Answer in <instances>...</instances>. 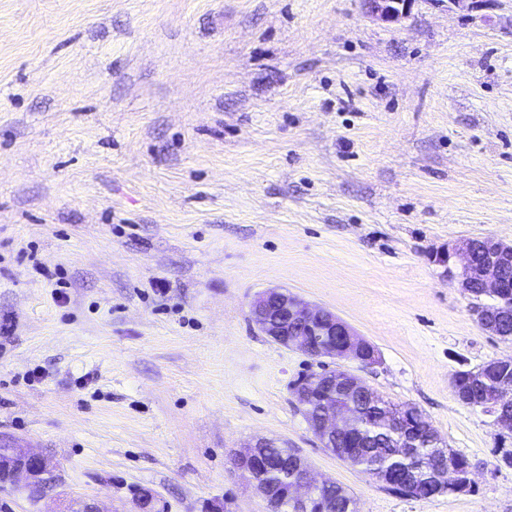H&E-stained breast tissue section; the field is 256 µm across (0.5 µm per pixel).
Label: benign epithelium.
<instances>
[{
	"label": "benign epithelium",
	"instance_id": "7a95c632",
	"mask_svg": "<svg viewBox=\"0 0 512 512\" xmlns=\"http://www.w3.org/2000/svg\"><path fill=\"white\" fill-rule=\"evenodd\" d=\"M371 13L387 22H398L404 18L413 0H367ZM475 240L467 239L457 245L454 254L462 258V268L458 283L463 291L471 288L482 289V294L501 297L505 284L503 274L512 269V243L492 238L484 239V249L480 258H475ZM473 315L481 328L490 334L498 335L499 312L491 304L480 300L473 303ZM250 316L254 326L277 344L288 348L297 346L316 358H352L365 362L375 360V351L370 344L353 332L351 327L335 313L309 304L288 291L272 288L259 294L250 304ZM347 373L333 369H324L311 377L297 383L293 393L297 405L303 413L312 407L314 394L323 387L336 384ZM512 407V386L500 389L494 407L499 412L493 415V424L512 430V416L503 410ZM351 425V418L346 411H338L332 405H324L319 412L317 424L312 431L322 447L330 448L336 435L345 432ZM272 441L259 439L236 453L235 466L247 473L257 493L266 502L268 512H280L272 490L261 480L263 469L270 467L266 448ZM15 462L6 480L7 484L37 491L53 478V466L39 454L22 448L15 449ZM439 485L452 491L462 492L471 487V481L459 480V475L448 469L438 473ZM329 486L327 481L316 480L304 459H299L291 478L287 492L294 507V512H310L313 500L319 489Z\"/></svg>",
	"mask_w": 512,
	"mask_h": 512
}]
</instances>
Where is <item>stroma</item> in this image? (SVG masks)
<instances>
[{"instance_id":"1","label":"stroma","mask_w":512,"mask_h":512,"mask_svg":"<svg viewBox=\"0 0 512 512\" xmlns=\"http://www.w3.org/2000/svg\"><path fill=\"white\" fill-rule=\"evenodd\" d=\"M512 242V0H0V436L47 457L12 512H266L233 456L298 450L358 512H512V431L456 371L512 354L441 254ZM281 288L377 354L339 359L476 467L398 496L293 394L321 362L250 320ZM414 0H367L371 13L387 22H398L407 15Z\"/></svg>"}]
</instances>
